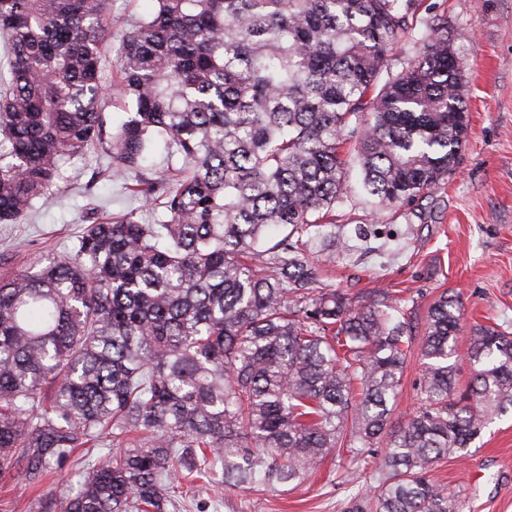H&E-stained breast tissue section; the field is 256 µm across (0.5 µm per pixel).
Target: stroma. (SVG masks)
I'll return each instance as SVG.
<instances>
[{"label": "stroma", "instance_id": "obj_1", "mask_svg": "<svg viewBox=\"0 0 512 512\" xmlns=\"http://www.w3.org/2000/svg\"><path fill=\"white\" fill-rule=\"evenodd\" d=\"M440 17L455 38L469 110L455 174L403 207H377L353 186L322 228L344 238L345 249L329 260L317 240L311 256L324 287L348 293L353 302L377 288L397 290L419 337L433 302L443 291L458 292L464 346L477 324L512 333V0H424L393 56L394 70L416 58ZM105 167V158L94 154L64 164L56 194L35 200L26 220L1 224L0 271L73 251L93 217L133 210L147 224L165 220L163 209L145 204ZM353 468L364 477L370 472L331 454L305 482L280 492L256 487L228 493L199 480L176 512H347L357 488L343 476ZM432 476L458 497L462 512H512V416L492 424L472 444L470 456L441 460ZM69 478V465H61L44 481L42 502L18 489L0 491V503L10 512L52 507Z\"/></svg>", "mask_w": 512, "mask_h": 512}]
</instances>
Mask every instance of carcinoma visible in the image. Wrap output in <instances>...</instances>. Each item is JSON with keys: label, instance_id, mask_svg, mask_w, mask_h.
<instances>
[{"label": "carcinoma", "instance_id": "1", "mask_svg": "<svg viewBox=\"0 0 512 512\" xmlns=\"http://www.w3.org/2000/svg\"><path fill=\"white\" fill-rule=\"evenodd\" d=\"M102 59L112 0H0V224L100 148L164 209L84 228L78 247L0 276V477L73 465L59 512H170L183 483L304 482L331 450L379 460L349 512H460L431 478L512 412V333L476 325L458 397V295L420 344L418 410L391 405L413 321L378 288L318 286L307 243L350 187L403 206L448 181L468 132L447 21L399 72L423 0H155ZM115 100L132 113L106 130ZM176 164L144 175L152 139ZM290 232L267 249L272 228ZM115 450L90 457L101 439Z\"/></svg>", "mask_w": 512, "mask_h": 512}]
</instances>
